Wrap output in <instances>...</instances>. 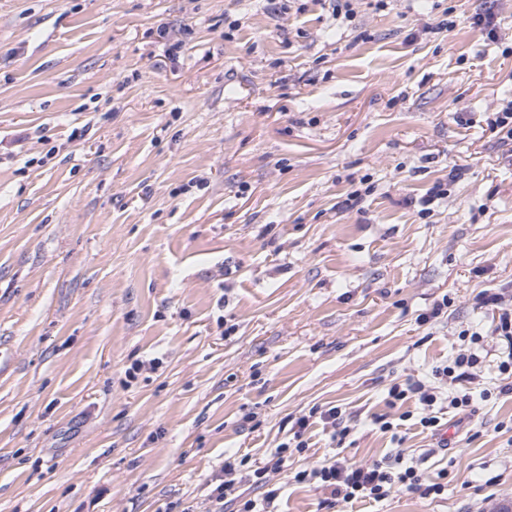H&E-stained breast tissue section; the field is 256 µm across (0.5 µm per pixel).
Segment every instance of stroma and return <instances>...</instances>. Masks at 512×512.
Wrapping results in <instances>:
<instances>
[{
    "instance_id": "1",
    "label": "stroma",
    "mask_w": 512,
    "mask_h": 512,
    "mask_svg": "<svg viewBox=\"0 0 512 512\" xmlns=\"http://www.w3.org/2000/svg\"><path fill=\"white\" fill-rule=\"evenodd\" d=\"M484 8L0 0V512H210L225 453L264 461L315 406L350 462L444 490L326 508L288 478L334 455L317 420L280 512H512V147L487 124L512 0L496 42ZM463 331L493 397L382 432L389 387L433 383Z\"/></svg>"
}]
</instances>
